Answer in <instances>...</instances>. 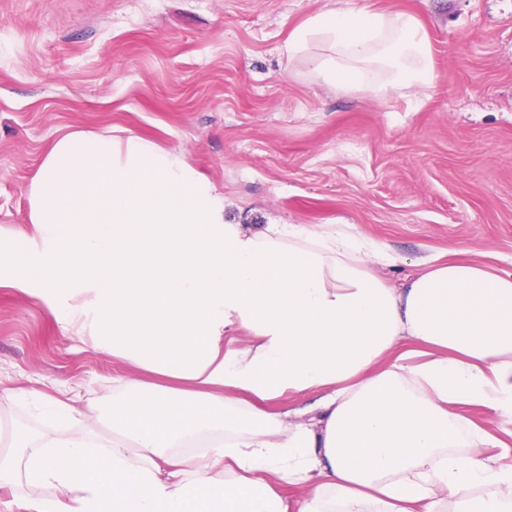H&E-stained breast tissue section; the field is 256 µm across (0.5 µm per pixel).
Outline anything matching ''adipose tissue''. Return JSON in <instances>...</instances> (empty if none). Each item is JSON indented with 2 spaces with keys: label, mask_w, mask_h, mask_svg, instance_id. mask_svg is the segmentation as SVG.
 Here are the masks:
<instances>
[{
  "label": "adipose tissue",
  "mask_w": 512,
  "mask_h": 512,
  "mask_svg": "<svg viewBox=\"0 0 512 512\" xmlns=\"http://www.w3.org/2000/svg\"><path fill=\"white\" fill-rule=\"evenodd\" d=\"M282 50L349 92L432 79L405 11L327 0ZM28 200L0 287L139 374L114 381L110 437L10 433L0 491L52 490L18 512H512V450L456 412L512 423V272L431 261L391 287L366 239L225 223L187 157L139 136L61 128ZM304 392L315 416L265 408Z\"/></svg>",
  "instance_id": "ef3b65f1"
}]
</instances>
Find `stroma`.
<instances>
[{"label": "stroma", "mask_w": 512, "mask_h": 512, "mask_svg": "<svg viewBox=\"0 0 512 512\" xmlns=\"http://www.w3.org/2000/svg\"><path fill=\"white\" fill-rule=\"evenodd\" d=\"M425 25L434 77L384 100L325 84L282 45L325 0H0V225L59 128L183 153L224 194V220L361 234L397 284L430 257L512 271V0H353ZM129 363L63 335L0 288V417L46 430L39 398L94 404L107 434Z\"/></svg>", "instance_id": "1"}]
</instances>
